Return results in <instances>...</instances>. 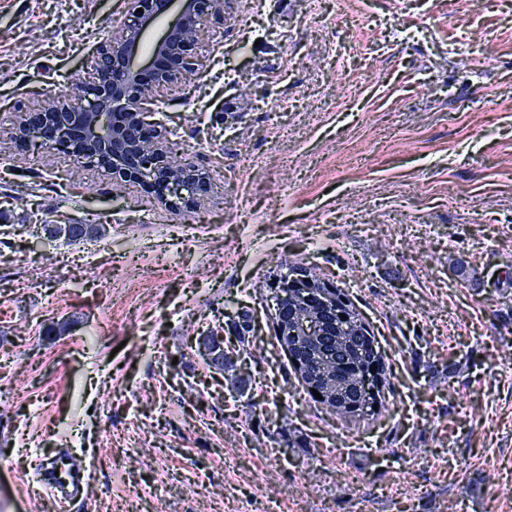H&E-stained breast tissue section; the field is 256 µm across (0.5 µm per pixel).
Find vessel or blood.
Masks as SVG:
<instances>
[{"label":"vessel or blood","instance_id":"1","mask_svg":"<svg viewBox=\"0 0 512 512\" xmlns=\"http://www.w3.org/2000/svg\"><path fill=\"white\" fill-rule=\"evenodd\" d=\"M90 474L68 453L40 456L31 489L60 506L85 499L89 493Z\"/></svg>","mask_w":512,"mask_h":512}]
</instances>
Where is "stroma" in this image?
I'll return each mask as SVG.
<instances>
[{
  "instance_id": "stroma-1",
  "label": "stroma",
  "mask_w": 512,
  "mask_h": 512,
  "mask_svg": "<svg viewBox=\"0 0 512 512\" xmlns=\"http://www.w3.org/2000/svg\"><path fill=\"white\" fill-rule=\"evenodd\" d=\"M131 13L0 0V512L78 431L71 512H512V0H235L157 94L210 174L175 206L8 134ZM46 224L98 225L93 260ZM292 263L375 334L385 410L295 378Z\"/></svg>"
}]
</instances>
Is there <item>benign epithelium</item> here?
I'll return each mask as SVG.
<instances>
[{
  "instance_id": "7a95c632",
  "label": "benign epithelium",
  "mask_w": 512,
  "mask_h": 512,
  "mask_svg": "<svg viewBox=\"0 0 512 512\" xmlns=\"http://www.w3.org/2000/svg\"><path fill=\"white\" fill-rule=\"evenodd\" d=\"M232 0H131L132 24L114 32L97 49L81 94L72 104L55 99L17 113L11 131L16 142L28 140L34 125H48L75 144L79 159L117 174L129 182L150 184L163 180L180 184L183 192L202 195L209 178L193 162L175 160L168 142L153 129L148 106L156 89L178 80L193 65L191 51L198 32L212 21L225 19ZM176 20L154 45L151 79L134 66L144 32L170 10ZM280 287L297 288L298 314L289 324L277 327L280 340L297 341L318 333L320 314L314 306L336 309V289L316 282L305 271L294 269L280 277Z\"/></svg>"
}]
</instances>
